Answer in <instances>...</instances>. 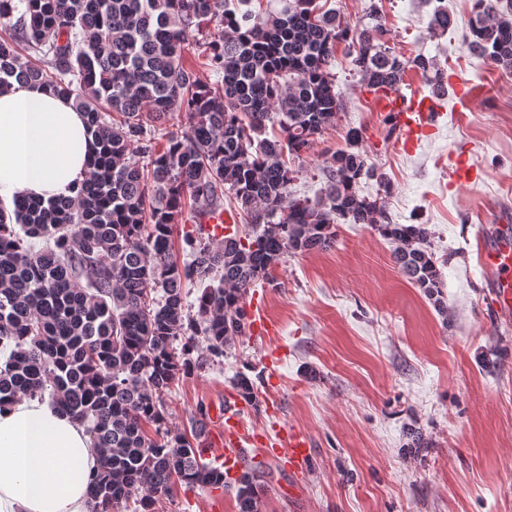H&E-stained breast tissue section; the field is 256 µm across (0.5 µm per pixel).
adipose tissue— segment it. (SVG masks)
Instances as JSON below:
<instances>
[{
  "instance_id": "adipose-tissue-1",
  "label": "adipose tissue",
  "mask_w": 512,
  "mask_h": 512,
  "mask_svg": "<svg viewBox=\"0 0 512 512\" xmlns=\"http://www.w3.org/2000/svg\"><path fill=\"white\" fill-rule=\"evenodd\" d=\"M90 139L70 101L37 85L0 94V200L71 196ZM96 453L84 429L24 395L0 404V512H90Z\"/></svg>"
}]
</instances>
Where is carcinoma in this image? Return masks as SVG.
I'll return each instance as SVG.
<instances>
[{"mask_svg":"<svg viewBox=\"0 0 512 512\" xmlns=\"http://www.w3.org/2000/svg\"><path fill=\"white\" fill-rule=\"evenodd\" d=\"M500 4L474 0L467 43L512 73V10ZM367 18L356 30L320 0H286L257 19L225 0H0L10 30L0 36V91L17 82L72 100L97 145L75 196L0 201V401L47 398L86 428L98 450L91 512H115L134 495L153 512L177 481L233 487L238 512H260L261 466L228 478L203 457L200 433L166 428L163 395L179 373L247 335L250 288L285 256L332 247L336 224H369L396 243L403 273L443 306L427 225L396 224L379 199L359 193L364 177L380 196L393 189L367 163L361 129H347L345 147L326 154L315 198L291 190V162L343 108L332 72L338 43L357 41L353 65L377 97L401 89L408 66L432 91L447 87L433 58H398L377 7ZM210 23L224 33L206 46L219 76L206 85L184 54L189 29ZM452 26L435 8L429 29ZM177 112L184 122L165 144L147 136ZM226 197L253 232L229 226L217 241L203 220ZM189 223L193 260L182 266L174 232ZM188 282L201 287L193 303ZM232 385L258 407L250 378Z\"/></svg>","mask_w":512,"mask_h":512,"instance_id":"obj_1","label":"carcinoma"}]
</instances>
